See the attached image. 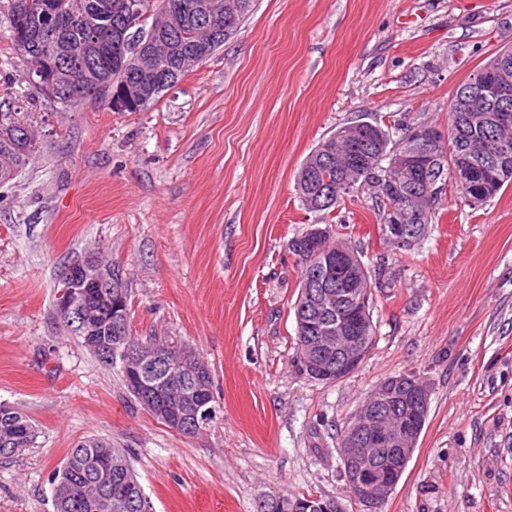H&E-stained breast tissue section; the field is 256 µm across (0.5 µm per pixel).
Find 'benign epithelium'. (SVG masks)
I'll list each match as a JSON object with an SVG mask.
<instances>
[{"mask_svg":"<svg viewBox=\"0 0 512 512\" xmlns=\"http://www.w3.org/2000/svg\"><path fill=\"white\" fill-rule=\"evenodd\" d=\"M126 14L143 13L160 22L163 28L173 26L167 16L166 6L160 0H127ZM47 14L61 13L64 16L85 13L84 0H64L57 5L47 0L43 5ZM43 33L39 30L24 31L15 36L13 49L22 60L34 53V46L40 43ZM100 45L107 46L112 60L121 69L133 68L142 71L146 62H155L153 73L164 71L161 49L151 35L136 40L130 36L127 26L119 24L100 38ZM31 83L48 97L64 96L71 107L85 102V97L69 92L84 83L87 74L79 68H61L54 76L44 69L27 73ZM153 83L141 81L127 87L123 95L112 99V106L125 110L144 101L143 90L152 88ZM479 87L482 95L491 101L512 100V68L502 62L483 73ZM447 141V134L433 125H419L408 132L406 146L400 151L395 169L411 168L422 176V194L428 199L442 197L441 185L437 178L429 175V153ZM377 192L392 214V223L386 225L388 238L401 244H413L424 236L418 225L402 223L405 214L404 203L408 197L403 194L396 177L386 174L376 184ZM330 236L328 229L311 225L304 235L309 241L313 265L325 278L346 270L351 255L342 249L330 263L322 262L320 241ZM123 271L109 262L92 255L82 262L69 266L64 275V286L59 291L57 312L73 315L81 323L86 335L100 334L112 323V299L121 297ZM372 287L370 283L354 279L346 290L336 295V335L309 336L307 332L319 327L310 320H300V330L306 334L305 351L297 352V358L304 370L316 378L332 374L346 377L359 369L370 350L375 336L366 321L364 303ZM179 352L176 363L163 378V387H158L153 376L152 353H133L123 349L124 371L130 390L140 395L145 404L153 408L166 421L188 429L203 430L217 410L214 397L200 377L192 382L183 379L180 367L192 349L170 347ZM431 391L422 381L408 375L388 377L377 384L361 405L356 424L343 437L338 453L344 468L347 485L353 497L364 507V512H378L396 488L410 461L425 425ZM86 500L93 503L99 512L111 507V500L101 495L98 487L91 484L85 491Z\"/></svg>","mask_w":512,"mask_h":512,"instance_id":"obj_1","label":"benign epithelium"}]
</instances>
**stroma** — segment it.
Here are the masks:
<instances>
[{"instance_id":"obj_1","label":"stroma","mask_w":512,"mask_h":512,"mask_svg":"<svg viewBox=\"0 0 512 512\" xmlns=\"http://www.w3.org/2000/svg\"><path fill=\"white\" fill-rule=\"evenodd\" d=\"M0 0V112L41 148L0 185V401L33 446L0 464V512H52L79 440L126 451L154 512H259L312 493L363 512L335 434L385 378L431 390L418 446L381 512H512V185L449 204L410 248L383 241L370 198L335 230L375 272L376 340L333 384L295 362L290 241L320 217L296 176L336 128L388 115L448 126L456 89L512 45V0H257L235 38L140 112L65 109L27 80ZM123 270L135 336L194 348L217 416L186 436L127 391L56 311L64 269Z\"/></svg>"}]
</instances>
